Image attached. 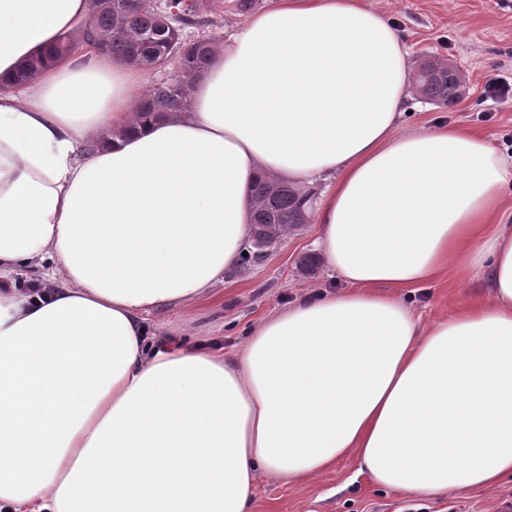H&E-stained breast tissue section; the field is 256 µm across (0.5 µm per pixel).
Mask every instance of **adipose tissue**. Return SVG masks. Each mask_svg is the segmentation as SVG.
Returning a JSON list of instances; mask_svg holds the SVG:
<instances>
[{"mask_svg": "<svg viewBox=\"0 0 512 512\" xmlns=\"http://www.w3.org/2000/svg\"><path fill=\"white\" fill-rule=\"evenodd\" d=\"M86 15L0 0V512H250L263 472L347 457L426 497L512 480V155L459 126L401 131L395 23L271 0L191 111L139 122L145 72L50 53ZM263 172L332 179L316 222L344 290L301 295L239 355L151 335L148 314L239 263ZM33 268L56 284L41 300L12 279ZM445 275L486 293L422 325L400 295Z\"/></svg>", "mask_w": 512, "mask_h": 512, "instance_id": "1", "label": "adipose tissue"}]
</instances>
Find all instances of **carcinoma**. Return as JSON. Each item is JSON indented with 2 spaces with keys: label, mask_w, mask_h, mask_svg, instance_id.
<instances>
[{
  "label": "carcinoma",
  "mask_w": 512,
  "mask_h": 512,
  "mask_svg": "<svg viewBox=\"0 0 512 512\" xmlns=\"http://www.w3.org/2000/svg\"><path fill=\"white\" fill-rule=\"evenodd\" d=\"M92 28L84 30L88 44L99 35H112L110 54L129 64L157 69L172 66L174 74L150 86L142 95L137 112L144 119L171 113L189 112L198 76L213 56L216 43L211 38L185 41L183 26L208 22L212 0H166L157 10L149 0H88ZM437 58L423 62L413 76L414 89L438 106H453L460 99L463 78L451 61L446 68ZM251 223L274 231L283 224H306L311 217L312 193L285 180L261 174L251 187Z\"/></svg>",
  "instance_id": "obj_1"
}]
</instances>
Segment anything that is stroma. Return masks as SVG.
<instances>
[{
	"label": "stroma",
	"instance_id": "obj_1",
	"mask_svg": "<svg viewBox=\"0 0 512 512\" xmlns=\"http://www.w3.org/2000/svg\"><path fill=\"white\" fill-rule=\"evenodd\" d=\"M396 23L409 48V64L426 57L452 60L466 75L464 98L442 107L418 99L408 102L402 118L406 130L441 123L478 131L503 148L512 146V100L487 99L485 82L512 75V0H367ZM211 22L184 28L185 38H214L228 45L248 22L234 0H213ZM318 227L310 223L289 233L260 259L248 258L224 276L211 299L150 318L153 334L176 336L242 353L253 328L281 313L305 292L335 293L343 288L325 268L307 271L304 256L313 253ZM477 285L443 277L405 301L430 324L470 301ZM512 506V483L437 499L403 495L375 487L358 472L355 460L338 461L319 478L301 482L276 471L262 474L251 512H506Z\"/></svg>",
	"mask_w": 512,
	"mask_h": 512
}]
</instances>
